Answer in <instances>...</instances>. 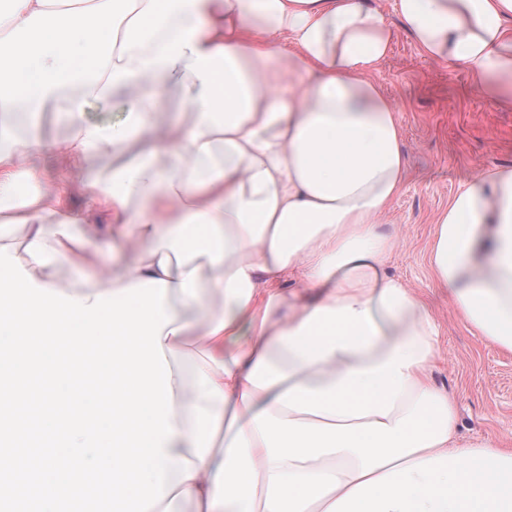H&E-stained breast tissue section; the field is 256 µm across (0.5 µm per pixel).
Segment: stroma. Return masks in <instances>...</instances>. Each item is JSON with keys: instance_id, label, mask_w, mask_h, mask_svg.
Instances as JSON below:
<instances>
[{"instance_id": "stroma-1", "label": "stroma", "mask_w": 512, "mask_h": 512, "mask_svg": "<svg viewBox=\"0 0 512 512\" xmlns=\"http://www.w3.org/2000/svg\"><path fill=\"white\" fill-rule=\"evenodd\" d=\"M373 78L397 106L409 163L404 191L384 218L385 227L397 228L403 238L387 270L427 297L441 325L442 359L433 378L456 402L458 437L474 444H512V353L473 335L436 287L428 264L435 219L460 183L482 168L512 166V110L498 108L471 90L464 71L423 58L401 30ZM39 165L43 177L35 183L25 167L16 168L19 199L31 190L66 186V206L83 214V229L97 243L96 253H79L73 265L50 267V275L68 283L106 272L112 264L109 211L69 180L68 157L51 155Z\"/></svg>"}]
</instances>
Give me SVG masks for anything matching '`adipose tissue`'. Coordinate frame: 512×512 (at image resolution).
Segmentation results:
<instances>
[{"label": "adipose tissue", "mask_w": 512, "mask_h": 512, "mask_svg": "<svg viewBox=\"0 0 512 512\" xmlns=\"http://www.w3.org/2000/svg\"><path fill=\"white\" fill-rule=\"evenodd\" d=\"M416 51L512 108V0H393ZM394 30L373 0H0V140L31 99H58L61 141L0 147V213L33 229L0 247V324L112 341V455L135 512H512V448L455 432L432 381L440 324L390 276L380 221L409 174L372 74ZM36 91L18 81L28 65ZM174 86L192 119L159 127L143 87ZM121 93L124 122H83ZM144 138L146 161L88 178L122 260L90 285L47 280L82 223L63 197L17 200L15 166L60 151L82 168ZM429 263L475 335L512 352V167L464 181ZM222 298V312L211 308ZM197 347L195 394L180 354Z\"/></svg>", "instance_id": "adipose-tissue-1"}]
</instances>
